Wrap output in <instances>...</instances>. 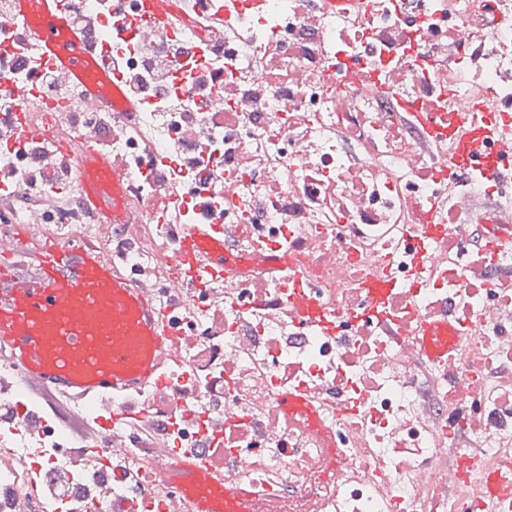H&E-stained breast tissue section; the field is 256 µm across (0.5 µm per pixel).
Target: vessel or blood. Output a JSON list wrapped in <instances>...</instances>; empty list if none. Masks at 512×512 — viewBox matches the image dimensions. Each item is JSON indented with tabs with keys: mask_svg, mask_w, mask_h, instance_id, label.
<instances>
[{
	"mask_svg": "<svg viewBox=\"0 0 512 512\" xmlns=\"http://www.w3.org/2000/svg\"><path fill=\"white\" fill-rule=\"evenodd\" d=\"M16 9L35 18L27 46L40 61L79 88L82 101L104 99L112 63L93 60L94 44L86 30L67 22L66 0H16ZM480 134L499 142L502 152L490 160L470 151V131L463 122L456 132L459 146L448 153L449 164L462 171L512 172V114L490 117ZM76 180L88 210L105 221L124 218L126 178L108 158L82 152ZM35 255L38 266L28 276L13 262L0 261V362L53 400L79 403L160 384L172 338V305L145 293L95 244L74 245L47 235ZM175 260L206 271L232 265L235 258L210 225L189 224ZM453 329L448 317H422L411 337L429 362L441 363L452 351ZM171 469L180 486L213 487V495L198 499L197 512H223V472L205 458L191 461L184 455L174 457ZM481 482L488 496L512 497V458L484 471Z\"/></svg>",
	"mask_w": 512,
	"mask_h": 512,
	"instance_id": "obj_1",
	"label": "vessel or blood"
}]
</instances>
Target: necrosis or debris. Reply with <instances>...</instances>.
I'll return each instance as SVG.
<instances>
[{"label":"necrosis or debris","instance_id":"obj_1","mask_svg":"<svg viewBox=\"0 0 512 512\" xmlns=\"http://www.w3.org/2000/svg\"><path fill=\"white\" fill-rule=\"evenodd\" d=\"M146 12L145 0L70 10L118 57L134 112L118 99L73 110L38 62L19 65L23 22L0 12V95L39 93L34 121L48 132L22 154L0 143L18 201L0 212V245L48 209L58 240H94L158 300L189 288L166 383L127 400L151 438L119 422L89 451L64 430L0 417V512H57L55 496L24 492L36 466L67 488L68 512H192L162 477L185 448L223 466L230 490L253 491L226 512H466L479 484H456L454 452L474 450L480 472L512 457V249H477L504 234L512 182L494 185L496 207L475 209L489 174L446 170L445 144L404 115L434 112L448 129L512 112V30L490 25L512 16V0H373L350 29L320 0H198L151 30ZM203 13L223 15L235 41L197 27ZM340 60L355 72L338 94L325 84ZM55 129L125 171L130 223L57 209L60 192L82 199ZM167 186L189 190L177 224L163 220ZM219 216L235 265L177 268L184 225ZM431 220L443 235L406 250L398 228ZM375 271L395 286L369 318ZM297 293L342 330L300 321ZM417 312L454 321L461 343L447 363L424 364L408 344ZM298 388L315 414L283 406Z\"/></svg>","mask_w":512,"mask_h":512}]
</instances>
